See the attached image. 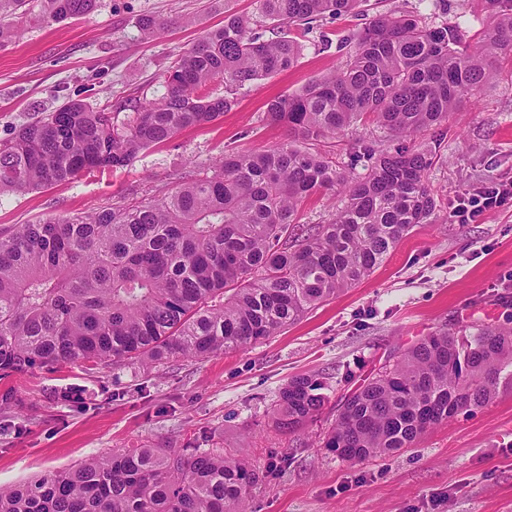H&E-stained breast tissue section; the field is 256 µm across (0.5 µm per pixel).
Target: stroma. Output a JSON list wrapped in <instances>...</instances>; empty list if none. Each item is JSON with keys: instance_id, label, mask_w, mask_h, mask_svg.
Returning a JSON list of instances; mask_svg holds the SVG:
<instances>
[{"instance_id": "1", "label": "stroma", "mask_w": 512, "mask_h": 512, "mask_svg": "<svg viewBox=\"0 0 512 512\" xmlns=\"http://www.w3.org/2000/svg\"><path fill=\"white\" fill-rule=\"evenodd\" d=\"M256 8V0H100L95 12L64 22L16 19L17 37L0 45V141L72 99L111 102L115 125L125 126L135 101L162 93L163 74L201 32L223 24L225 12ZM398 9L428 23L448 20L470 46L491 27L476 0H362L355 13L313 28L289 26L301 47L292 69L234 92L219 119L181 131L128 166L1 194L0 231L159 195L225 152L287 140L286 127L264 121L267 102L340 66L339 38ZM145 16L170 26L145 36L138 27ZM499 66L498 82L416 137L436 149L426 177L436 214L363 282L268 339L210 358L1 378L0 396L22 403L23 424L0 437V486L123 449L194 445L266 470L248 512H512V378L501 379L486 406L428 429L414 448L357 462L324 445L345 398L397 352L441 328L512 323V208L479 224L456 223L448 208L466 186L512 178V50ZM359 141L379 151L399 144L367 123L317 149L345 166ZM300 375L318 379L327 401L315 421L288 433L275 426L271 408Z\"/></svg>"}]
</instances>
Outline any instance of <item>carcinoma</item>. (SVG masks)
<instances>
[{"label": "carcinoma", "mask_w": 512, "mask_h": 512, "mask_svg": "<svg viewBox=\"0 0 512 512\" xmlns=\"http://www.w3.org/2000/svg\"><path fill=\"white\" fill-rule=\"evenodd\" d=\"M37 2V19L94 12L99 0H0V40L9 17ZM361 0H257L272 26H310ZM492 20L480 44L461 46L455 26L404 12L374 16L349 43L342 65L288 97L264 119L291 139L229 152L162 197L73 218H48L0 234V377L36 368L88 370L137 360L146 366L204 359L267 339L374 272L436 203L425 178L433 150L376 151L355 143L348 177L310 145L368 118L397 137L441 125L499 75L512 47V0H478ZM250 16L224 13L168 69L164 92L134 106L119 130L110 105L70 100L0 142V193L122 168L181 131L213 122L230 91L286 71L298 43L264 39ZM339 188L344 206L329 224H300L312 195ZM512 367V326L475 329L466 340L439 329L382 367L341 406L325 447L343 460L411 448L428 429L496 395ZM317 380L279 391L278 427L296 432L322 412ZM262 478L250 460L218 448H134L68 470L0 487V512H246Z\"/></svg>", "instance_id": "1"}]
</instances>
